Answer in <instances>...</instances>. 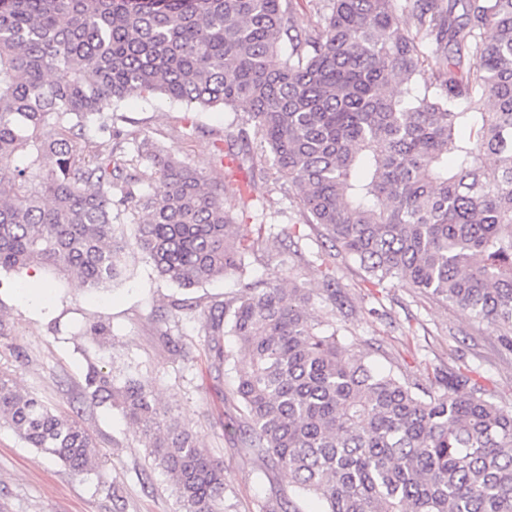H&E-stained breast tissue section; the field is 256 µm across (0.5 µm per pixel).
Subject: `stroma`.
Masks as SVG:
<instances>
[{"instance_id":"35a3bbf8","label":"stroma","mask_w":512,"mask_h":512,"mask_svg":"<svg viewBox=\"0 0 512 512\" xmlns=\"http://www.w3.org/2000/svg\"><path fill=\"white\" fill-rule=\"evenodd\" d=\"M117 113L127 142L170 150L208 183L223 185L224 209L239 234L261 236L262 243L243 274L192 289L157 279L140 254L125 279L100 290L54 281L43 269L15 276V288L0 290V320L11 329L0 336V370L13 374L23 392L69 412L83 400L89 367L118 380H150L162 408L223 462L226 512H269L288 481L253 449L225 437V424L242 419L232 393L236 373L232 364L214 362L202 314L237 298L243 284L290 278L309 288L313 315L335 316L345 345L366 353L373 366L423 384L466 372L487 399L512 407V351L495 325L402 284L372 287L356 262L341 257L332 269L343 306L333 308L322 290L321 233L306 224L298 195L275 174L269 154L255 151L231 176L213 158L245 118V105L202 109L156 94L129 97ZM246 180L247 204L235 192ZM293 224L302 235L295 243L285 235ZM31 288L47 291L42 305L27 303ZM178 299L193 301L194 309L174 311ZM96 323L110 326L109 343L85 334ZM81 421L102 453L82 475L0 425V512H180L170 481L149 465L119 408H88Z\"/></svg>"}]
</instances>
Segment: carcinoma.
<instances>
[{"label": "carcinoma", "mask_w": 512, "mask_h": 512, "mask_svg": "<svg viewBox=\"0 0 512 512\" xmlns=\"http://www.w3.org/2000/svg\"><path fill=\"white\" fill-rule=\"evenodd\" d=\"M293 2L0 0V271L104 288L139 253L183 289L242 272L260 238L238 237L221 189L145 141L122 168L112 157L113 106L130 95L243 103L238 151L218 146L216 162L250 154L252 128L326 255L469 311L512 349V0H320L311 32ZM90 126L102 142L77 148ZM146 158L160 197L131 189ZM121 184L129 236L112 218ZM309 300L297 284L247 283L209 312L217 335L230 316L236 342L211 347L234 359L244 416L225 434L322 512H512V410L464 372L424 386L373 369ZM84 398L121 406L181 512H224V465L148 382L116 390L92 366ZM0 422L76 474L100 461L79 414L2 371Z\"/></svg>", "instance_id": "cac0c4a2"}]
</instances>
